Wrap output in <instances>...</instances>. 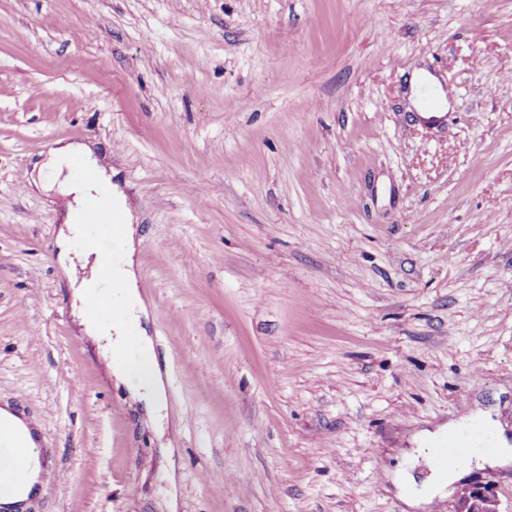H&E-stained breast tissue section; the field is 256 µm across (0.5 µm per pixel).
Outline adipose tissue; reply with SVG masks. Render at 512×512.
<instances>
[{
    "label": "adipose tissue",
    "mask_w": 512,
    "mask_h": 512,
    "mask_svg": "<svg viewBox=\"0 0 512 512\" xmlns=\"http://www.w3.org/2000/svg\"><path fill=\"white\" fill-rule=\"evenodd\" d=\"M78 162L88 169V176L75 174L74 165ZM37 168L39 188L57 192L66 200V214L57 239V262L71 286L80 333L96 344L113 381L133 401L161 412L166 407V385L153 341L143 325L148 310L138 288L137 253L142 238L128 196L116 182L117 170L101 164L96 150L85 143L51 148L38 161ZM93 198L101 201L104 213L121 220L120 254L110 268L112 301L119 313L111 319L90 315L88 307L93 279L84 269L91 264L100 265L101 256L74 248L84 235L86 205ZM0 427L21 432L28 444L27 478L22 485L0 490V512H24L45 486L38 425L6 403L0 405Z\"/></svg>",
    "instance_id": "ef3b65f1"
}]
</instances>
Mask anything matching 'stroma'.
I'll use <instances>...</instances> for the list:
<instances>
[{
    "mask_svg": "<svg viewBox=\"0 0 512 512\" xmlns=\"http://www.w3.org/2000/svg\"><path fill=\"white\" fill-rule=\"evenodd\" d=\"M60 141L138 216L165 434L73 322ZM0 401L29 512H450L416 436L512 442V0H0ZM0 484H12L20 480L27 448V478L16 487L0 490V508L4 512H17L29 506L30 501L39 496L45 486L44 467L39 445L37 423L19 415L8 402L0 407ZM21 432L6 431L4 429ZM26 439V440H25Z\"/></svg>",
    "mask_w": 512,
    "mask_h": 512,
    "instance_id": "35a3bbf8",
    "label": "stroma"
}]
</instances>
